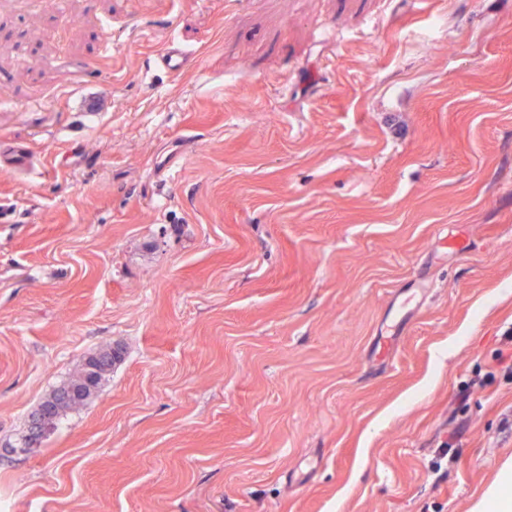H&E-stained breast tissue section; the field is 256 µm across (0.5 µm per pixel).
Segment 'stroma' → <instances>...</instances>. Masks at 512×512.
Here are the masks:
<instances>
[{
	"instance_id": "obj_1",
	"label": "stroma",
	"mask_w": 512,
	"mask_h": 512,
	"mask_svg": "<svg viewBox=\"0 0 512 512\" xmlns=\"http://www.w3.org/2000/svg\"><path fill=\"white\" fill-rule=\"evenodd\" d=\"M0 88V507L474 512L512 465V0H0ZM158 61L162 67L173 74H179L192 68L198 62L194 55L175 43L168 44L165 51L160 54ZM117 359L116 355L113 356L112 350L90 355L85 362V370L82 377L69 387L56 392L50 400L41 405L42 408L51 407L52 409L48 424L52 423L64 409L83 401L98 386L103 375L112 368V364ZM65 393L70 395L68 400H62L61 398L62 394ZM73 393H76V396Z\"/></svg>"
}]
</instances>
